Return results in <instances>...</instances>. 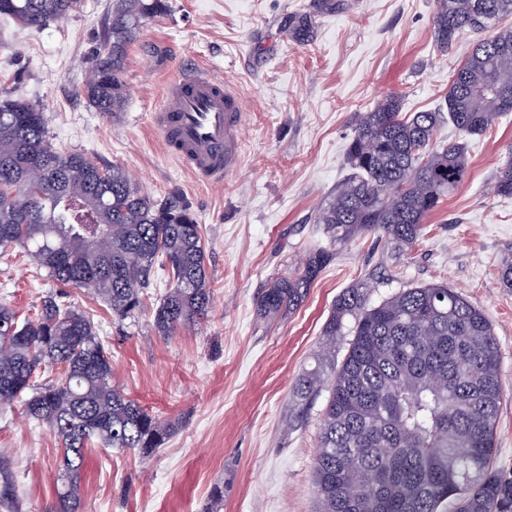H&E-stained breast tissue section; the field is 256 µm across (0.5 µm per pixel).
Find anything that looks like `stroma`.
<instances>
[{"instance_id": "35a3bbf8", "label": "stroma", "mask_w": 512, "mask_h": 512, "mask_svg": "<svg viewBox=\"0 0 512 512\" xmlns=\"http://www.w3.org/2000/svg\"><path fill=\"white\" fill-rule=\"evenodd\" d=\"M129 46L127 102L109 119L84 84L112 14V0H82L78 12L41 30L0 19V92L37 105L58 152L124 169L147 195L182 196L207 255L214 307L207 319L155 334V307L169 288L155 274L143 307L119 321L106 304L73 288L72 306L93 315L112 354V381L161 417L184 426L155 454L89 445L80 473V512H202L214 486L221 512H313V463L326 394L295 409L293 386L322 351L337 297L366 284L370 304L406 285L445 283L493 324L502 401L498 461L512 468V198L494 177L512 146V112L468 138L469 176L429 217L415 251H392L377 235L333 244L315 211L348 172L357 113L386 94L404 111L444 107L461 53L436 46L438 0H168ZM204 62L244 94L242 166L223 185L197 179L172 156L151 115L168 82ZM334 257L303 304L269 321L256 300L275 278L293 276L318 248ZM54 289L15 249L0 252V301L33 319ZM22 512L56 500L57 437L20 404L0 408Z\"/></svg>"}]
</instances>
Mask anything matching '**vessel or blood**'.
Instances as JSON below:
<instances>
[{
  "label": "vessel or blood",
  "mask_w": 512,
  "mask_h": 512,
  "mask_svg": "<svg viewBox=\"0 0 512 512\" xmlns=\"http://www.w3.org/2000/svg\"><path fill=\"white\" fill-rule=\"evenodd\" d=\"M245 118L238 88L193 69L168 85L153 124L185 168L203 182L220 184L241 165Z\"/></svg>",
  "instance_id": "b4317fda"
}]
</instances>
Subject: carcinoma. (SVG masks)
Instances as JSON below:
<instances>
[{
	"label": "carcinoma",
	"mask_w": 512,
	"mask_h": 512,
	"mask_svg": "<svg viewBox=\"0 0 512 512\" xmlns=\"http://www.w3.org/2000/svg\"><path fill=\"white\" fill-rule=\"evenodd\" d=\"M81 0H0V18L41 29L80 9ZM166 0H112L89 104L106 117L124 110L128 47L166 12ZM512 0H438L437 47L453 52L477 37L448 85V120L458 138L435 140L442 112H404L390 94L358 114L347 177L316 213L332 241L368 232L412 251L429 216L468 175L463 138L482 135L512 111ZM512 197V147L494 180ZM77 262L64 265L57 244ZM18 247L61 288H84L123 320L138 310L155 269L171 286L153 327L170 336L208 317L212 288L200 225L178 194L143 193L118 166L56 151L45 115L20 98H0V248ZM333 253L317 249L294 277L273 280L257 312L274 319L297 309ZM351 333L341 365L321 363L295 382L302 406L328 390L314 461V512H512V470L495 463L502 398L500 356L486 314L446 284L399 289L368 305L363 286L346 289L326 320L329 343ZM58 380L38 385L44 367ZM25 414L62 443L52 512H79L85 449L98 442L148 457L179 427L112 384V354L93 317L50 294L34 320L0 303V406ZM11 461L0 456V512L19 510Z\"/></svg>",
	"instance_id": "1"
}]
</instances>
